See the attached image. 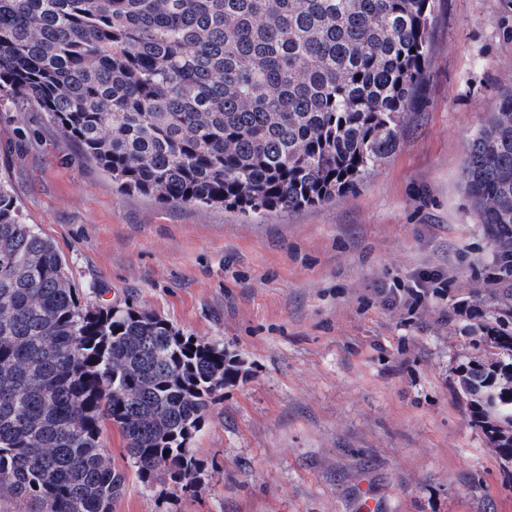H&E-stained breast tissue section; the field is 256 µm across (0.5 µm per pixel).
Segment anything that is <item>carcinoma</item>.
<instances>
[{"label":"carcinoma","mask_w":512,"mask_h":512,"mask_svg":"<svg viewBox=\"0 0 512 512\" xmlns=\"http://www.w3.org/2000/svg\"><path fill=\"white\" fill-rule=\"evenodd\" d=\"M434 0H0V110L46 113L124 192L244 215L334 202L392 154L424 77ZM462 181L512 253V87L466 140ZM482 343L509 359L512 331ZM235 372L224 345L89 305L0 178V496L112 512L124 441L141 482L195 486L192 443ZM512 462V386L473 368Z\"/></svg>","instance_id":"cac0c4a2"}]
</instances>
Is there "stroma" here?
Wrapping results in <instances>:
<instances>
[{
    "label": "stroma",
    "instance_id": "35a3bbf8",
    "mask_svg": "<svg viewBox=\"0 0 512 512\" xmlns=\"http://www.w3.org/2000/svg\"><path fill=\"white\" fill-rule=\"evenodd\" d=\"M398 147L352 193L256 219L117 190L44 113L0 111V175L85 300L162 316L237 362L195 494L128 473L112 512H512V463L463 393L512 274L471 209L466 140L512 85V0H435ZM423 270L446 292L408 305Z\"/></svg>",
    "mask_w": 512,
    "mask_h": 512
}]
</instances>
